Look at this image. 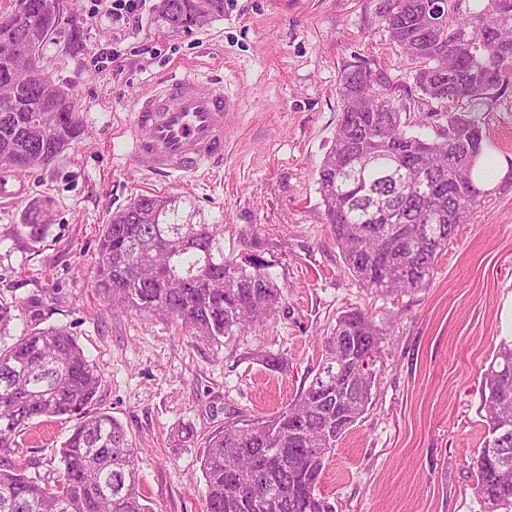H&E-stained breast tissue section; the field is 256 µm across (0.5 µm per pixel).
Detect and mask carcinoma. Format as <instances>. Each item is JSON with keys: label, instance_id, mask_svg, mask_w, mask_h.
<instances>
[{"label": "carcinoma", "instance_id": "obj_1", "mask_svg": "<svg viewBox=\"0 0 512 512\" xmlns=\"http://www.w3.org/2000/svg\"><path fill=\"white\" fill-rule=\"evenodd\" d=\"M381 0L390 40L415 69L423 105L444 119L435 138L407 133L405 106L382 74L360 66L339 89L342 120L319 170L317 192L347 272L382 294L423 287L456 227L480 205L473 171L482 132L448 110L512 81V0ZM51 0H11L0 40L43 55L62 16ZM224 16V0H160L175 32ZM77 95L64 81L20 87L0 98V163L19 173L45 168L80 140ZM43 207L23 227L46 232ZM95 288L113 307L166 317L191 338L214 342L275 313L280 292L267 266L224 255V225L184 224L171 201L138 195L110 216L99 240ZM12 305L0 300V512H154L140 490L139 449L120 423L90 409L102 375L66 327L10 334ZM384 333L354 310L336 320L309 386L269 417L233 418L200 455L206 512H336L320 483L334 448L366 414ZM486 435L471 457L481 512H512V340H501L483 377ZM74 416L58 450L62 468L40 484L8 459L34 420ZM499 449L497 463L489 451Z\"/></svg>", "mask_w": 512, "mask_h": 512}]
</instances>
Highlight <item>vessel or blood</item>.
I'll use <instances>...</instances> for the list:
<instances>
[{
	"label": "vessel or blood",
	"mask_w": 512,
	"mask_h": 512,
	"mask_svg": "<svg viewBox=\"0 0 512 512\" xmlns=\"http://www.w3.org/2000/svg\"><path fill=\"white\" fill-rule=\"evenodd\" d=\"M224 86L188 71L167 79L135 104L131 153L167 179L208 173L224 164Z\"/></svg>",
	"instance_id": "vessel-or-blood-1"
}]
</instances>
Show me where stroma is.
Here are the masks:
<instances>
[{"mask_svg": "<svg viewBox=\"0 0 512 512\" xmlns=\"http://www.w3.org/2000/svg\"><path fill=\"white\" fill-rule=\"evenodd\" d=\"M381 0H224L223 17L169 31L155 11L119 30L112 0H68L44 50L49 75L75 90L85 133L54 163L10 177L0 196V298L18 335L64 325L103 376L93 410L111 414L141 448L142 491L155 512H205L200 453L231 417L269 415L311 381L337 317L359 310L383 329L372 404L335 448L321 491L337 512H480L470 457L486 430L483 374L512 336V84L482 106V155L492 164L481 204L458 225L428 283L395 295L351 276L323 223L316 179L342 118L339 88L353 66L398 86L412 133L434 137L411 65L379 18ZM83 31L68 45L72 26ZM115 60L102 71L101 50ZM223 80L234 108L224 126V168L176 180L129 154L125 133L139 96L176 64ZM171 197L194 224L224 227V251L257 257L280 291L274 315L217 342L177 324L110 308L95 287L102 229L136 195ZM48 217L31 240L33 202ZM281 355L275 371L260 353ZM75 418L34 421L12 456L29 476L56 475V449Z\"/></svg>", "mask_w": 512, "mask_h": 512, "instance_id": "stroma-1", "label": "stroma"}]
</instances>
